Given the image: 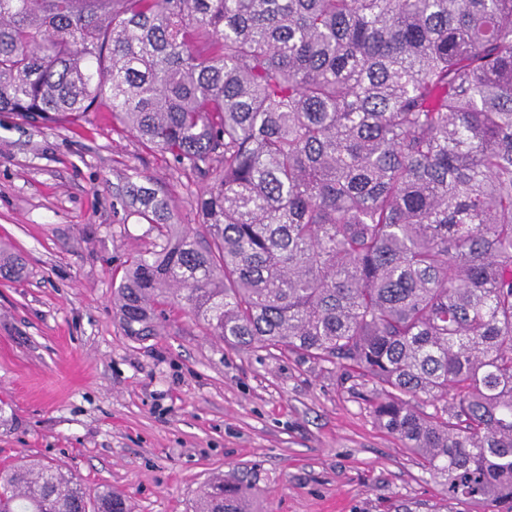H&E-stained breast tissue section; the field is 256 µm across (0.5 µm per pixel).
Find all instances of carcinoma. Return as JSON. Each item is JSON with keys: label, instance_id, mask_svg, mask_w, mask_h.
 <instances>
[{"label": "carcinoma", "instance_id": "1", "mask_svg": "<svg viewBox=\"0 0 512 512\" xmlns=\"http://www.w3.org/2000/svg\"><path fill=\"white\" fill-rule=\"evenodd\" d=\"M102 106L205 182L202 242L140 172L116 197L156 231L114 291L126 335L177 305L356 373L448 499L512 512V0H0V112ZM249 495L220 480L196 512ZM0 512L129 505L3 460Z\"/></svg>", "mask_w": 512, "mask_h": 512}]
</instances>
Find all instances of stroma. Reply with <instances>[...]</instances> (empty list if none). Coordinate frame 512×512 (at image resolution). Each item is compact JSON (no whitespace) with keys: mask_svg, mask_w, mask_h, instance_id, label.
Segmentation results:
<instances>
[{"mask_svg":"<svg viewBox=\"0 0 512 512\" xmlns=\"http://www.w3.org/2000/svg\"><path fill=\"white\" fill-rule=\"evenodd\" d=\"M163 184L204 236L203 182L100 109L47 128L0 113V458L60 465L133 512H194L215 476L239 477L257 512H456L431 473L370 412L371 386L297 352L242 350L189 313L125 335L112 279L155 236L114 208L131 171ZM21 255L10 252L0 246V276L5 278H20L25 266Z\"/></svg>","mask_w":512,"mask_h":512,"instance_id":"35a3bbf8","label":"stroma"}]
</instances>
